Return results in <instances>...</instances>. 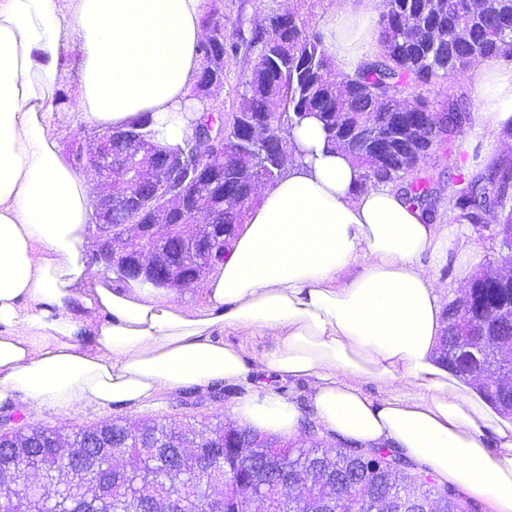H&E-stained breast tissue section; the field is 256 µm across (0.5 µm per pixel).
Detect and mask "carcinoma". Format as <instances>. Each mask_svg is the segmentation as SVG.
I'll return each instance as SVG.
<instances>
[{"instance_id":"cac0c4a2","label":"carcinoma","mask_w":512,"mask_h":512,"mask_svg":"<svg viewBox=\"0 0 512 512\" xmlns=\"http://www.w3.org/2000/svg\"><path fill=\"white\" fill-rule=\"evenodd\" d=\"M387 9L379 20L380 50L352 76L335 73L334 58L324 37L309 28L295 13L275 12L265 25L250 34L227 32L224 22L208 17L211 36L198 46L201 58V86L212 74L224 75L227 62L238 53L240 42L257 48L258 56L242 82L244 106L229 132L228 152L224 154V194L235 202L226 203L224 239L203 260L184 253L177 261L180 271L205 275L209 267L224 259L237 228L255 203L253 184H274L303 158L294 138L302 121L314 117L326 133L327 145L346 151L363 170L359 189L380 184L401 186L409 202L419 207L432 195L426 178L415 176L421 163L442 134L459 131L466 120L465 108L448 105L441 126L434 127L429 109L417 88L433 77L459 78L480 58L498 57L512 62V0H492L487 9L474 0H386ZM262 128L266 138L258 140ZM128 132L151 145L155 143L150 122L129 126ZM462 185L453 195L459 220L471 222L480 214L499 224L501 242L512 228V166L504 165L479 178L459 175ZM472 306L459 312L453 303L448 315V350H453L462 334L475 322L484 323L485 340L478 343L475 360L457 373L468 376L471 369L492 374L493 342L512 336V320L496 315L512 304V288L478 284ZM226 422L221 417L196 426L187 423L179 430L196 438V455L210 460L216 448L209 436L224 438ZM168 423L146 418L136 425L138 436L124 442L127 425L119 419L78 427L68 433L69 445L88 450L90 458L101 462L112 456V448L125 451L124 467L117 471L97 470L98 493L89 497L82 488L84 475L68 470L51 471L47 457L57 445L59 429L24 425L21 433L0 440V470L16 474L39 472L55 487V502L38 503L8 491L0 494V512H30L44 506L51 512H152L154 483L168 479L175 492L189 493L187 479L171 469L170 463L154 454L151 437L163 433ZM336 459L331 472L336 485H357L360 490L383 493L386 473L366 472L359 458L342 449L329 453L314 445L289 443L287 448L270 449L266 463L270 472L286 471L290 476L305 475L311 464L325 458ZM421 495L432 499L436 512H473V506L460 493L442 499L430 476L415 473Z\"/></svg>"}]
</instances>
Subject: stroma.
<instances>
[{
  "instance_id": "35a3bbf8",
  "label": "stroma",
  "mask_w": 512,
  "mask_h": 512,
  "mask_svg": "<svg viewBox=\"0 0 512 512\" xmlns=\"http://www.w3.org/2000/svg\"><path fill=\"white\" fill-rule=\"evenodd\" d=\"M340 0H223L224 24L227 31L239 28L250 29L263 23L267 15L284 9L301 16L307 25L315 30H322L324 22ZM255 55L248 50H240L231 58L224 75L222 87L213 91L215 98L223 100L225 113L236 111L241 105L240 82L250 70ZM419 93L429 105L430 111L441 113L456 100L463 101L471 116L479 112L482 101L481 93L474 86L469 76L450 80L436 77L419 88ZM504 140L503 129L477 131L476 123L471 119L460 133L441 140L433 147L429 156L421 164L419 174L428 178L432 187V221L439 229H447L448 214L452 211L451 197L454 187L448 182L449 177L463 173L476 175L492 167L486 149L488 139ZM468 244L470 252L467 257H460L457 249H449L444 258L433 263L432 273L441 285L443 302H450L461 287L457 277L460 265H467L472 270H480L489 262L504 258L498 226L490 220L470 224ZM273 384L276 393L292 397L297 402H304L309 386L303 381L277 380L265 371H251L245 379L234 383H219L206 390L179 389L160 393L153 398L137 404H116L107 410L80 407L67 414L46 411L38 415L25 414L14 405H0V416H14L23 424H32L64 431L100 423L105 420L120 419L128 425H136L142 419L156 418L173 424L186 422L201 423L214 415L224 419H233V408L240 397L252 391L256 381Z\"/></svg>"
}]
</instances>
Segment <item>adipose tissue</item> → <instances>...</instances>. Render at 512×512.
Returning a JSON list of instances; mask_svg holds the SVG:
<instances>
[{
  "mask_svg": "<svg viewBox=\"0 0 512 512\" xmlns=\"http://www.w3.org/2000/svg\"><path fill=\"white\" fill-rule=\"evenodd\" d=\"M208 0H0V404L29 413L138 404L158 392L206 389L250 372L225 330L269 337L258 359L279 379L312 383L308 406L327 436L394 447L439 480L512 512V420L435 353L445 326L424 256L448 239L389 186L356 192L361 171L326 151L313 118L296 128L310 154L247 214L223 261L174 291L89 267L94 182L54 134L55 98L78 76L83 122L122 129L150 116L164 146L191 134L196 47ZM385 0H342L326 44L349 74ZM479 127L512 119V69L470 71ZM390 387L373 400L358 380ZM236 417L294 434L303 413L261 389Z\"/></svg>",
  "mask_w": 512,
  "mask_h": 512,
  "instance_id": "adipose-tissue-1",
  "label": "adipose tissue"
}]
</instances>
